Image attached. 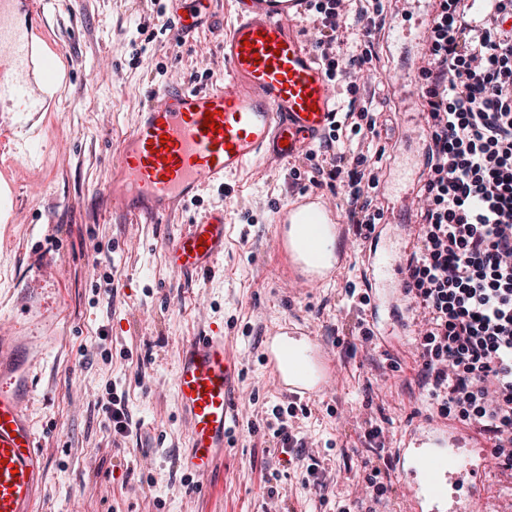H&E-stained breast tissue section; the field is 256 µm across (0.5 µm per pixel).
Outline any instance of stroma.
<instances>
[{
	"instance_id": "obj_1",
	"label": "stroma",
	"mask_w": 512,
	"mask_h": 512,
	"mask_svg": "<svg viewBox=\"0 0 512 512\" xmlns=\"http://www.w3.org/2000/svg\"><path fill=\"white\" fill-rule=\"evenodd\" d=\"M167 0H47L45 50L61 48L71 77L55 87L48 111L0 112V183L15 187L12 220L0 221V328L36 264H48L62 288L61 318L50 324L44 365L26 411L44 461L38 512H334L363 492L366 473L351 452L365 419L382 426L386 457L399 432L433 417L418 384L410 335L402 348H358L339 358L338 384L308 402L293 429L327 475L319 489L302 483L305 462H291L262 427L287 405L260 362L264 337L301 320L328 346L348 339L355 322L348 286L364 288L360 265L369 242L349 236L351 263L336 279L304 292L279 278L272 212L309 188L290 168L257 162L162 224L120 217L105 189L112 158L155 85L224 77L222 43L232 21L227 0H211L198 31L179 48L140 34L141 15ZM423 51L385 43L376 33L371 69L385 87L375 108L372 147L389 166L405 147L402 115L421 111L402 100L400 77L416 80ZM223 208L224 256L214 273L175 271L165 244L205 210ZM223 326L241 367L230 460L204 480L185 477L178 459L187 427L175 394L177 348ZM121 399L132 419L112 431L107 408Z\"/></svg>"
}]
</instances>
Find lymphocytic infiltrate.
Instances as JSON below:
<instances>
[{"mask_svg": "<svg viewBox=\"0 0 512 512\" xmlns=\"http://www.w3.org/2000/svg\"><path fill=\"white\" fill-rule=\"evenodd\" d=\"M418 86L427 118V178L418 246L405 266L404 298L419 320V381L438 414L478 428L498 467L512 472V0H484L487 23L467 0H436ZM312 48L347 109L309 153V182L346 186L355 235L382 215L373 109L357 77L372 62L383 0H313Z\"/></svg>", "mask_w": 512, "mask_h": 512, "instance_id": "f902f5d3", "label": "lymphocytic infiltrate"}]
</instances>
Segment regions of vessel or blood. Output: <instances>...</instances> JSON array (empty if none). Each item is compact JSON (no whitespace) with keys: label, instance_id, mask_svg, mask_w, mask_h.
<instances>
[{"label":"vessel or blood","instance_id":"1","mask_svg":"<svg viewBox=\"0 0 512 512\" xmlns=\"http://www.w3.org/2000/svg\"><path fill=\"white\" fill-rule=\"evenodd\" d=\"M186 32L201 24L204 0H169ZM234 22L224 37V82L196 86L157 84L121 142L112 164L109 194L128 217L163 223L176 207L195 202L208 186L226 187L231 176L263 160L290 165L308 153L338 117L331 83L318 57L292 27L307 16L310 0H232ZM44 17L43 0H0V58L13 74L0 77V107L43 111L35 80L61 75L62 51L36 56L31 38ZM216 126L208 128L205 116ZM417 189L399 177L387 194L384 231L403 223ZM280 277L301 288L330 282L347 263L338 213L321 195L305 190L273 213L271 226ZM224 212L210 210L166 246L173 268L209 271L224 256ZM369 250L364 272L371 287L402 285L404 255ZM20 312L38 325L60 313V290L44 269L28 275ZM45 353L42 337L0 336V512H36L43 471L37 435L25 405L29 381ZM261 364L290 400L322 397L338 377V360L309 330L288 320L266 336ZM240 362L222 327L192 337L178 350L177 404L188 427L181 469L208 475L231 446ZM490 441L473 428L443 417L427 419L399 437L396 466L407 512H473L488 495Z\"/></svg>","mask_w":512,"mask_h":512}]
</instances>
